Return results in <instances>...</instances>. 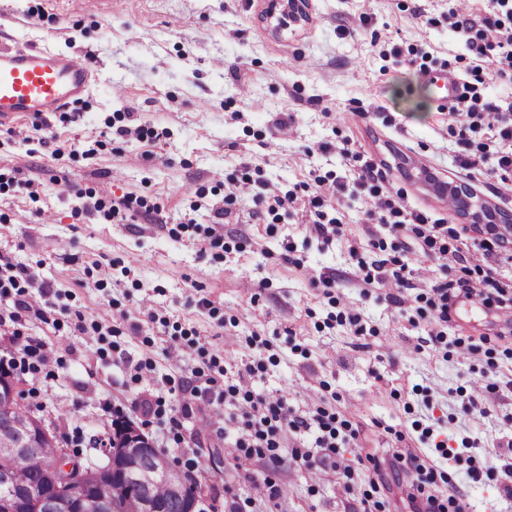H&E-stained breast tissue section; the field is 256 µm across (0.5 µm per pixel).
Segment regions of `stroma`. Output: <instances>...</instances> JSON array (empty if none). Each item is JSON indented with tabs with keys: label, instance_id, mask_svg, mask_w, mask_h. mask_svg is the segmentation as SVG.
<instances>
[{
	"label": "stroma",
	"instance_id": "stroma-1",
	"mask_svg": "<svg viewBox=\"0 0 512 512\" xmlns=\"http://www.w3.org/2000/svg\"><path fill=\"white\" fill-rule=\"evenodd\" d=\"M456 5L309 0L301 26L280 30L265 0H0V44L79 56L95 77L76 104L0 127V257L27 270L32 298L44 283L54 291L51 323L28 314L20 327L52 350V374L14 377L22 404L82 463L101 462L91 438L119 416L181 470L210 478L205 512H225L267 479L280 489L278 512H363L369 457L405 448L450 475L467 512H512V308L462 299L440 325L432 286L456 270L413 239L401 259L424 273L411 288L367 286L359 264L391 259L393 236L366 222L362 198H342L341 232L327 240L300 211L266 208L319 176L353 185L357 170L337 151L346 139L408 207L479 243L483 225L409 170L466 183L442 91L423 67L512 103V80L449 25ZM243 181L246 193L226 201ZM466 184L512 215L497 178ZM120 198L128 207L116 215ZM77 312L103 334H81ZM173 346L181 360L169 358ZM129 359L146 363L141 380ZM216 365L225 384L285 397L307 418L326 410L341 433L356 432L336 455L358 475L350 489L292 458L313 447L315 426L284 432L277 465L239 455L216 405L184 418L182 442L164 436L177 394L164 392L158 416L140 401L163 376ZM249 365L255 373L239 379ZM444 447L460 460L444 459Z\"/></svg>",
	"mask_w": 512,
	"mask_h": 512
}]
</instances>
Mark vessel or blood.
<instances>
[{
  "label": "vessel or blood",
  "instance_id": "vessel-or-blood-1",
  "mask_svg": "<svg viewBox=\"0 0 512 512\" xmlns=\"http://www.w3.org/2000/svg\"><path fill=\"white\" fill-rule=\"evenodd\" d=\"M94 81L79 58L49 48L0 47V127L19 114L60 111L80 98Z\"/></svg>",
  "mask_w": 512,
  "mask_h": 512
}]
</instances>
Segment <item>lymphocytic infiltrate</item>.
I'll return each mask as SVG.
<instances>
[{"instance_id":"lymphocytic-infiltrate-1","label":"lymphocytic infiltrate","mask_w":512,"mask_h":512,"mask_svg":"<svg viewBox=\"0 0 512 512\" xmlns=\"http://www.w3.org/2000/svg\"><path fill=\"white\" fill-rule=\"evenodd\" d=\"M490 12L482 24L466 18L463 14L451 13L454 29L469 34L470 42L479 56L487 58L493 71L501 77H512V0H489ZM451 129L458 136L462 147L457 157L460 169L474 174L477 171L499 177L501 183L512 182V110L486 100L480 89L473 84L463 87L462 94L449 107ZM346 159L359 161L360 172L354 181L353 195L370 199L371 207L365 212L371 224L387 225L397 239L393 250L403 248L398 236H410L427 247L428 254L437 259L454 257L462 259L459 245L460 232L443 220L431 218L426 212L408 208L400 197L384 191L382 176L372 161L362 160L361 155L350 143H343L338 149ZM317 190L308 200L307 213L314 231L322 238L338 235V218L329 216L327 209L331 202L324 190L343 191L340 182L325 183L317 180ZM27 273L24 268L11 262H0V296L13 300V307L7 314H0V326L6 322H18L23 314L34 313L44 317V308L33 307L26 296L24 284ZM432 290L438 300L439 321H447L450 307L456 300L481 297L489 307H512V282L500 279L494 269L463 268L459 277L433 285ZM180 417L168 421L169 434H177L181 416L190 415L197 400L210 398L216 404H235L236 413L229 420L238 426L242 435L236 446L245 455H256L271 460L280 457V434L285 429L307 427L306 418L297 415L286 399H270L256 396L251 392L240 391L236 385H220L216 378L191 379L182 383L180 389ZM320 430L314 448L295 449L296 458L302 459L305 466L315 468L335 455L339 446V432L332 415L318 412L315 420ZM373 474L369 479L370 491L365 494V502L370 503L373 512L384 508V495L389 483L387 473L401 475L405 483L406 499L412 512H466V504L461 497L443 495L436 490L434 468L426 466L424 460L415 454L393 453L388 463L373 462Z\"/></svg>"}]
</instances>
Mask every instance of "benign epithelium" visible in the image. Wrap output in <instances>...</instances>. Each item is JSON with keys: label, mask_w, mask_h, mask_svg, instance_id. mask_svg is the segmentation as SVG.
<instances>
[{"label": "benign epithelium", "mask_w": 512, "mask_h": 512, "mask_svg": "<svg viewBox=\"0 0 512 512\" xmlns=\"http://www.w3.org/2000/svg\"><path fill=\"white\" fill-rule=\"evenodd\" d=\"M307 0H266L269 18L288 26V22L305 16ZM458 208H476L474 215L483 216L485 207L471 202V194L463 188L448 186ZM16 399L15 381L8 375L0 376V410L10 409ZM53 440L52 434L41 419L33 417L24 425L14 423L0 426V446L12 449V461H0V485L11 488V493L0 499V512H112V500L101 499L87 491L82 483V464L67 448L59 449L56 461L49 468L47 477L39 485L29 488L11 487L10 473L13 466L37 450L39 443ZM152 444L135 427H129L106 444L105 461L101 471L105 481L117 476L136 484V494L124 500L118 512H164V507L151 496V486L168 477L173 471L170 459L157 456L152 466H144L147 449ZM190 481L180 478L170 485L173 498L184 503V512H198L204 488L196 487L189 494Z\"/></svg>", "instance_id": "obj_1"}]
</instances>
